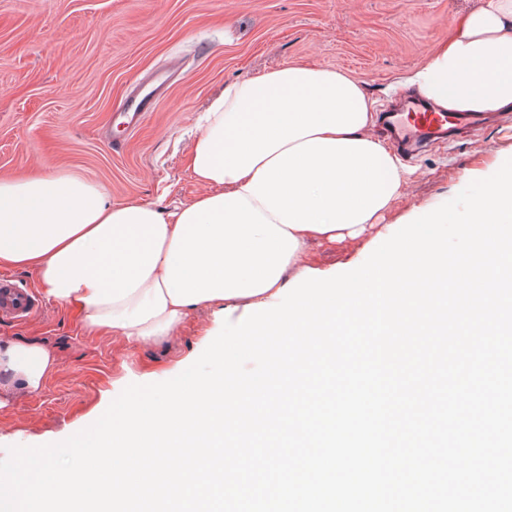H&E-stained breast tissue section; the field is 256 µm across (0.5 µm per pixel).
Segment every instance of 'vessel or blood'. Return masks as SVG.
I'll list each match as a JSON object with an SVG mask.
<instances>
[{"label":"vessel or blood","instance_id":"1","mask_svg":"<svg viewBox=\"0 0 512 512\" xmlns=\"http://www.w3.org/2000/svg\"><path fill=\"white\" fill-rule=\"evenodd\" d=\"M478 113L436 112L424 104L404 101L382 114V124L397 149L413 152L445 139L457 125L477 124ZM38 301L31 289L0 278V316L17 322L33 317Z\"/></svg>","mask_w":512,"mask_h":512}]
</instances>
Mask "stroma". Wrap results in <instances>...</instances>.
I'll list each match as a JSON object with an SVG mask.
<instances>
[{
  "instance_id": "stroma-1",
  "label": "stroma",
  "mask_w": 512,
  "mask_h": 512,
  "mask_svg": "<svg viewBox=\"0 0 512 512\" xmlns=\"http://www.w3.org/2000/svg\"><path fill=\"white\" fill-rule=\"evenodd\" d=\"M482 0H0V179L76 175L113 204L163 208L202 193L188 150L200 112L225 83L306 63L361 79L384 109L409 96L406 75ZM156 101L123 114L134 89ZM512 157V114L405 157L413 174L385 223L437 207ZM360 240L312 244L310 266L347 272ZM223 326L211 311L171 340L128 347L87 331L47 298L28 322L0 319L1 339H36L58 368L37 393L0 408V459L11 446L58 443L91 425L129 384L178 375Z\"/></svg>"
}]
</instances>
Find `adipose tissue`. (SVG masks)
Segmentation results:
<instances>
[{
	"instance_id": "1",
	"label": "adipose tissue",
	"mask_w": 512,
	"mask_h": 512,
	"mask_svg": "<svg viewBox=\"0 0 512 512\" xmlns=\"http://www.w3.org/2000/svg\"><path fill=\"white\" fill-rule=\"evenodd\" d=\"M407 82L444 112H512V0H483ZM374 115L365 84L332 68L226 83L189 150L203 193L165 210L67 175L0 179V267L133 347L203 307L270 302L310 241L357 237L399 197L410 170L370 135ZM56 367L43 343L0 339V407Z\"/></svg>"
}]
</instances>
